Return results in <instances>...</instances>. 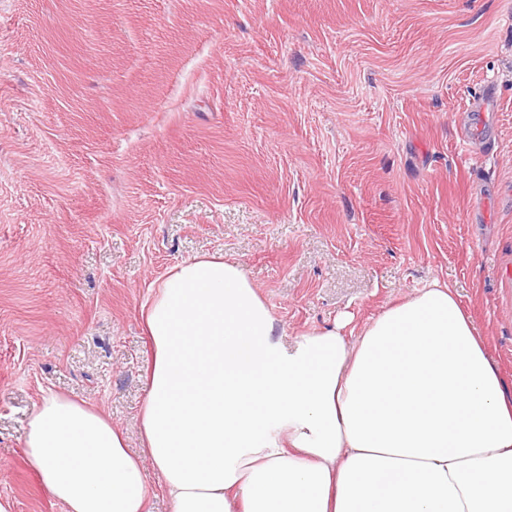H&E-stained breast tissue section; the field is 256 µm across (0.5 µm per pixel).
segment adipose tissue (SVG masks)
I'll list each match as a JSON object with an SVG mask.
<instances>
[{"label":"adipose tissue","instance_id":"adipose-tissue-1","mask_svg":"<svg viewBox=\"0 0 512 512\" xmlns=\"http://www.w3.org/2000/svg\"><path fill=\"white\" fill-rule=\"evenodd\" d=\"M142 449L43 393L24 458L64 512H512V390L448 284L288 337L237 262L173 265L140 308Z\"/></svg>","mask_w":512,"mask_h":512}]
</instances>
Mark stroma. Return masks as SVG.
<instances>
[{
	"instance_id": "stroma-1",
	"label": "stroma",
	"mask_w": 512,
	"mask_h": 512,
	"mask_svg": "<svg viewBox=\"0 0 512 512\" xmlns=\"http://www.w3.org/2000/svg\"><path fill=\"white\" fill-rule=\"evenodd\" d=\"M201 254L291 334L448 282L512 386V0H0L11 512H63L22 450L45 390L138 449L140 305Z\"/></svg>"
}]
</instances>
